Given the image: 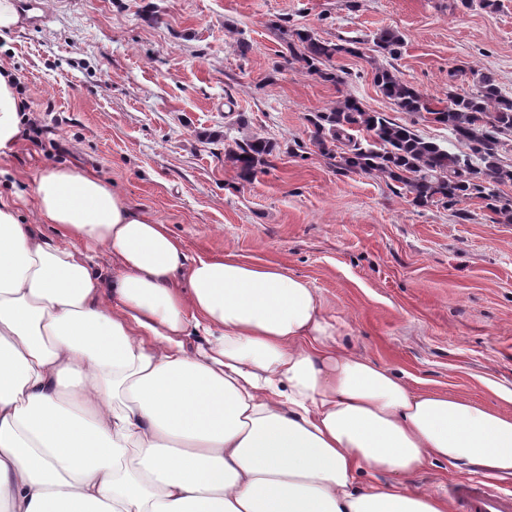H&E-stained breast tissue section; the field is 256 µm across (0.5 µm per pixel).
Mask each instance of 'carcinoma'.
Returning a JSON list of instances; mask_svg holds the SVG:
<instances>
[{"instance_id":"cac0c4a2","label":"carcinoma","mask_w":512,"mask_h":512,"mask_svg":"<svg viewBox=\"0 0 512 512\" xmlns=\"http://www.w3.org/2000/svg\"><path fill=\"white\" fill-rule=\"evenodd\" d=\"M298 43L288 44L294 60L304 63L308 73L327 82L339 83L334 69L325 65L333 57L346 53L360 54L363 40L346 44L322 41L310 32L297 34ZM402 37L390 30L373 40L376 51L395 57L400 53ZM374 82L379 91L403 111L426 113L436 123L447 126L455 138L468 147L466 152H451L447 147L426 141L409 127L392 122L380 112H369L361 103L346 96L336 101L328 112L315 116L316 139L321 150L334 156L331 145L341 143L339 168L350 172L385 173L412 195L415 204L435 199L452 208L472 198L486 202V207L512 222V197L500 193L497 186L512 183V169L500 164V151L506 146L502 136L512 135V97L502 94L492 76L480 74L479 91L462 96L448 85V106L440 108L412 85L392 71L379 68ZM365 130L370 139L360 142L351 131ZM267 152L262 142L247 143L228 158L243 168L252 167L256 156Z\"/></svg>"}]
</instances>
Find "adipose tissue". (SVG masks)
Instances as JSON below:
<instances>
[{"instance_id": "obj_1", "label": "adipose tissue", "mask_w": 512, "mask_h": 512, "mask_svg": "<svg viewBox=\"0 0 512 512\" xmlns=\"http://www.w3.org/2000/svg\"><path fill=\"white\" fill-rule=\"evenodd\" d=\"M25 121L0 72L1 157ZM34 197L32 224L0 200V512H450L370 478L432 459L512 474V411L346 350L304 278L184 265L166 224L74 168Z\"/></svg>"}]
</instances>
